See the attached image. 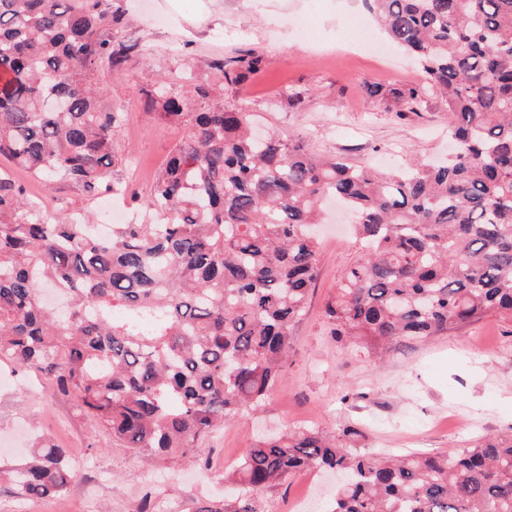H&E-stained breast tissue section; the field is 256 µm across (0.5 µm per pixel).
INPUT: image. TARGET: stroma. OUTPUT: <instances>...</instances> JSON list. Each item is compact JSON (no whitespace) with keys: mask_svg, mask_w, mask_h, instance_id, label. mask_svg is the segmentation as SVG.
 <instances>
[{"mask_svg":"<svg viewBox=\"0 0 512 512\" xmlns=\"http://www.w3.org/2000/svg\"><path fill=\"white\" fill-rule=\"evenodd\" d=\"M134 48L99 82L122 117L116 142L131 164L121 173L147 196L155 172L185 127L146 109L147 92L165 76L189 110L197 81L213 59L252 51L262 70L242 85H224L228 105H244L284 138L348 161L396 166L409 158L448 155L452 118L440 96L422 111L396 118L367 97L371 84L400 88L425 75L389 44L364 0H116ZM319 275L293 330L288 361L263 411L226 422L200 449L202 466L176 475L152 468L125 449L104 447L98 426L74 397L47 395L39 376L0 357V512H137L156 496L157 512H188L224 499V473L258 436L298 427L335 433L357 426L362 446L403 455L467 448L512 433V321L491 313L459 330L393 344L375 360L337 345L324 313L343 269L356 258L347 218L333 210L320 229ZM65 445L74 465L62 496L29 500L13 489L8 468L44 439ZM329 474L303 472L260 495L257 512H283L304 493L327 502Z\"/></svg>","mask_w":512,"mask_h":512,"instance_id":"35a3bbf8","label":"stroma"}]
</instances>
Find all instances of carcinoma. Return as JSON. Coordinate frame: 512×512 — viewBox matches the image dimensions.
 <instances>
[{"label": "carcinoma", "instance_id": "obj_1", "mask_svg": "<svg viewBox=\"0 0 512 512\" xmlns=\"http://www.w3.org/2000/svg\"><path fill=\"white\" fill-rule=\"evenodd\" d=\"M365 3L426 76L366 93L399 117L444 97L454 151L443 165L321 158L258 137L249 112L205 86L200 111L185 112L163 84L149 110L190 132L150 194L131 195L142 222L100 237L92 214L49 216L0 173V356L75 396L139 458L173 471L269 401L318 278L312 226L326 199L358 217V255L325 308L336 343L376 356L489 312L512 320V0ZM131 50L114 0H0V156L46 187L116 189L122 123L97 77ZM261 66L253 52L211 64L233 85ZM359 437L299 428L257 440L224 503L193 512H255L262 492L322 469L342 475L326 512H512V434L404 457L365 452ZM12 480L27 498L67 492L68 449L43 444Z\"/></svg>", "mask_w": 512, "mask_h": 512}]
</instances>
